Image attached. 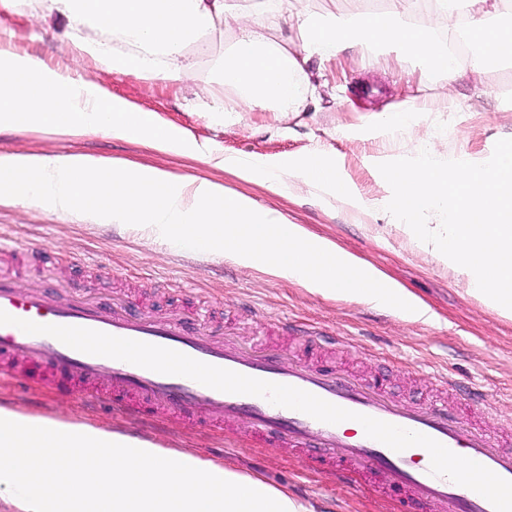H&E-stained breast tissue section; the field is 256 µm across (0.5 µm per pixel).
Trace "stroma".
<instances>
[{"label":"stroma","mask_w":512,"mask_h":512,"mask_svg":"<svg viewBox=\"0 0 512 512\" xmlns=\"http://www.w3.org/2000/svg\"><path fill=\"white\" fill-rule=\"evenodd\" d=\"M59 27V22L30 12L21 0H0V42L12 43L20 53L52 67L72 66L77 76L155 112L227 155L285 156L321 150L367 200L385 194L368 157L386 152L414 156L420 138L434 133L437 123L455 126L454 135L439 148L444 159L460 152L487 155L495 140L512 136V61L479 75L463 74L451 83L410 57L373 47L332 66L320 89V111H295L284 117L243 112L218 126L203 110L201 90L217 79L230 38L205 37L194 80L179 83L117 76L91 60L71 64L55 37ZM422 99L447 100L449 109L424 113L417 131H396L388 141L363 136V129L379 114ZM11 153L87 154L220 182L373 263L425 300L438 318L406 321L389 310L324 298L227 257L204 260L170 252L135 229L118 231L97 226L80 214L63 217L19 203H0V241L46 252L43 265L18 277L19 289L69 299L91 291L105 302L128 293L138 300L140 310L161 316L178 314L182 297L188 295L196 304L220 309L225 336L244 348L271 329L274 319L285 317L303 332L338 337L333 355L337 369L365 377L386 374L393 393L408 402L442 395L445 379H453L460 393L483 395L496 414L493 429L512 433V320L469 295L462 281L397 225L348 210L341 201L300 181L287 194L274 195L260 183L204 162L103 134L69 138L29 130L1 132L0 154ZM83 397L77 384L58 392L39 383L23 385L0 378V404L147 434L161 447L191 450L261 477L310 502L316 512H395L390 502L368 488L355 489L335 474L308 470L302 454L258 446L246 430H239L235 449L224 457L220 451L225 430L200 421L191 425L163 419L145 432L126 414L83 406Z\"/></svg>","instance_id":"stroma-1"}]
</instances>
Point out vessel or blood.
Wrapping results in <instances>:
<instances>
[{
  "label": "vessel or blood",
  "instance_id": "vessel-or-blood-1",
  "mask_svg": "<svg viewBox=\"0 0 512 512\" xmlns=\"http://www.w3.org/2000/svg\"><path fill=\"white\" fill-rule=\"evenodd\" d=\"M0 310L38 324L88 328L166 347L245 376L302 389L341 408L427 435L512 481V435L485 426L488 408L483 397L406 406L391 397L386 379L337 372L322 359L304 360L292 350L271 348L264 336L256 337L254 348L246 351L213 335L202 319L132 315L122 302L108 309L83 298L56 303L37 293H17L10 276L2 273ZM0 375L48 379L60 390L77 383L88 398L145 420L183 417L190 408L200 407L229 431L247 418L260 440L298 449L317 469L335 471L355 485L385 494L396 502L398 512H494L474 490L432 475L430 455L423 447L397 452L369 438L359 424L348 428L325 423L262 397L226 393L184 376L86 354L52 336L28 334L13 325H0Z\"/></svg>",
  "mask_w": 512,
  "mask_h": 512
}]
</instances>
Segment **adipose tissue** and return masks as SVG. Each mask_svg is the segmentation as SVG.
<instances>
[{
    "instance_id": "adipose-tissue-1",
    "label": "adipose tissue",
    "mask_w": 512,
    "mask_h": 512,
    "mask_svg": "<svg viewBox=\"0 0 512 512\" xmlns=\"http://www.w3.org/2000/svg\"><path fill=\"white\" fill-rule=\"evenodd\" d=\"M42 16L63 23L61 42L116 74L187 81L200 65L193 47L214 32H231L215 85L205 91L216 123L241 112H286L311 80L310 61L348 49L383 47L456 81L461 72L444 38L412 24L416 0H389L382 11L348 0V13L324 21L293 13L291 0L244 9L238 0H35ZM461 38L477 46L471 71L512 59V25L501 13L512 0H433ZM286 14L300 45L277 40L275 16ZM0 488L17 512H314L264 480L198 455L89 423L25 413L0 405Z\"/></svg>"
}]
</instances>
